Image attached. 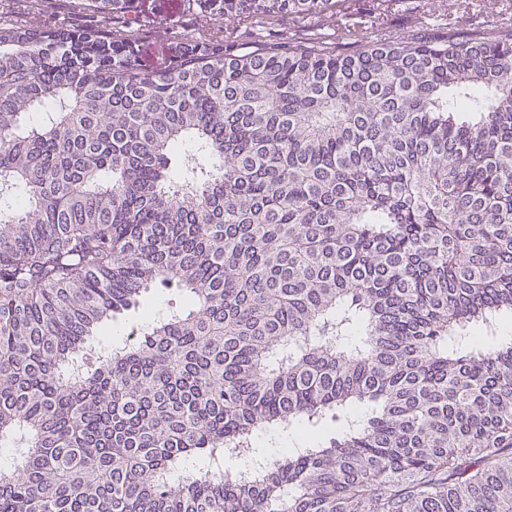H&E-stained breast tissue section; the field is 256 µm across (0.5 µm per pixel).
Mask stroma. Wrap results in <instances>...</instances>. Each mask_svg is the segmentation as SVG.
I'll return each mask as SVG.
<instances>
[{
  "label": "stroma",
  "mask_w": 512,
  "mask_h": 512,
  "mask_svg": "<svg viewBox=\"0 0 512 512\" xmlns=\"http://www.w3.org/2000/svg\"><path fill=\"white\" fill-rule=\"evenodd\" d=\"M418 0H393L386 14H378L376 0H355L348 15L328 14L310 18L309 24L328 45H335L349 28L355 27L371 33L378 24H385L394 36L407 35L415 29H423L426 36H441L448 25L457 21H470L477 27L512 26V0H425L424 14H417L414 7ZM61 7L55 13H37L26 7L24 0H0V20L37 27L49 26L61 21L71 28L90 25L89 12L77 6L76 0H60ZM144 21L143 27L131 28L130 38L135 41L138 57L144 68L164 69L170 61L169 33L188 37H205L213 31L236 27L243 41L251 47L268 43L284 42L294 34L297 24L288 15L274 17L260 27L231 24L219 16L201 15L189 11L186 0H137ZM172 291L153 288L147 291L138 307L128 310L112 321L107 328L110 342L122 346L133 342L144 327L146 312L165 311Z\"/></svg>",
  "instance_id": "35a3bbf8"
}]
</instances>
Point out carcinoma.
<instances>
[{"label": "carcinoma", "instance_id": "obj_1", "mask_svg": "<svg viewBox=\"0 0 512 512\" xmlns=\"http://www.w3.org/2000/svg\"><path fill=\"white\" fill-rule=\"evenodd\" d=\"M81 5L0 25V512H512V26L154 72L136 0ZM158 287L181 306L92 348ZM78 0H60V9L55 13H37L26 7L27 3L16 0H0L1 20L6 23L18 22L37 27L54 25L58 19L69 28H82L94 24L89 12L77 6ZM2 7V8H1Z\"/></svg>", "mask_w": 512, "mask_h": 512}]
</instances>
